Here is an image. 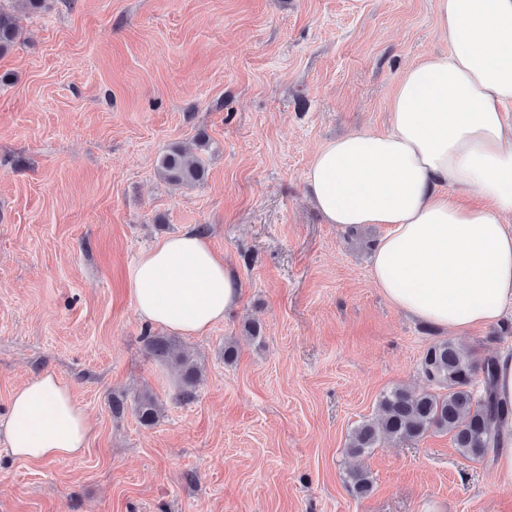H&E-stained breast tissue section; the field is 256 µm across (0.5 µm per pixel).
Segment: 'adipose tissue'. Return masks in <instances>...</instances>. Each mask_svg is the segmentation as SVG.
Instances as JSON below:
<instances>
[{"label":"adipose tissue","mask_w":512,"mask_h":512,"mask_svg":"<svg viewBox=\"0 0 512 512\" xmlns=\"http://www.w3.org/2000/svg\"><path fill=\"white\" fill-rule=\"evenodd\" d=\"M448 52L409 67L388 127L324 145L307 180L326 223L382 224L372 279L397 309L463 334L512 306V0H436ZM140 320L199 336L240 303L231 262L187 230L142 252L127 274ZM94 427L53 372L23 383L0 418L30 462L81 455Z\"/></svg>","instance_id":"adipose-tissue-1"}]
</instances>
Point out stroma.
<instances>
[{"instance_id": "stroma-1", "label": "stroma", "mask_w": 512, "mask_h": 512, "mask_svg": "<svg viewBox=\"0 0 512 512\" xmlns=\"http://www.w3.org/2000/svg\"><path fill=\"white\" fill-rule=\"evenodd\" d=\"M435 13L436 0H44L20 14L0 57V416L54 372L94 434L62 462L0 442V512H512L494 462L466 460L448 433L347 448L383 392L428 389L434 341L512 352L497 325L459 335L396 309L370 274L385 226L324 223L306 180L330 140L385 129L404 71L447 51ZM201 136L204 181L163 180L168 147ZM187 229L231 261L242 298L206 335L169 336L139 319L127 271ZM164 335L200 370L189 398L149 351ZM147 391L151 426L135 412ZM355 468L372 475L366 495ZM136 413L139 421L150 426L159 418L160 408L155 397L151 393H143L137 399Z\"/></svg>"}]
</instances>
